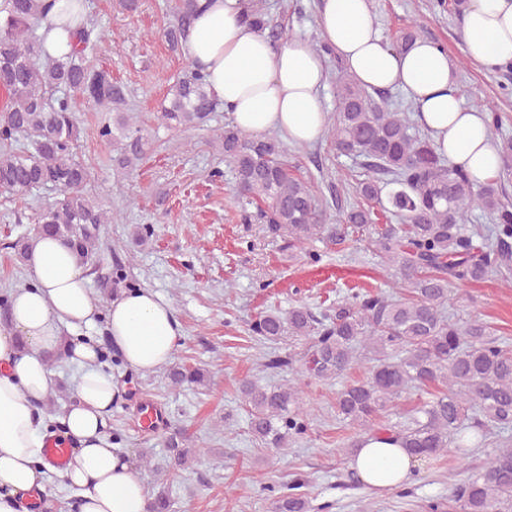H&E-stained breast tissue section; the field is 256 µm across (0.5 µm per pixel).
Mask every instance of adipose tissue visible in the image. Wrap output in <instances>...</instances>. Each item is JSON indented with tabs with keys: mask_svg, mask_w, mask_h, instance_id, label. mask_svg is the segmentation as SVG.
<instances>
[{
	"mask_svg": "<svg viewBox=\"0 0 512 512\" xmlns=\"http://www.w3.org/2000/svg\"><path fill=\"white\" fill-rule=\"evenodd\" d=\"M182 50L206 75L235 125L249 135L277 131L310 144L326 131L319 92L328 74L307 41L273 48L245 21L250 0H203ZM321 37L346 70L369 89L401 88L415 103L438 154L477 181L494 178L502 162L487 115L464 106L453 90L455 69L425 39L392 49L380 36L368 0H321ZM468 59L487 70L512 62V0H470L464 18ZM34 276L11 296L9 326L0 331V512L56 474L79 493L78 512H148L149 496L135 465L106 432L117 384L102 370L96 341L83 327L105 318L108 342L135 371L169 363L181 340L171 304L148 288L121 292L106 311L87 287L73 254L59 241L37 238L27 255ZM65 352L82 369L65 414L63 439L75 454L60 469L46 456L45 419L37 410L52 386L49 359ZM418 460L393 437L362 438L350 465L371 489L409 483Z\"/></svg>",
	"mask_w": 512,
	"mask_h": 512,
	"instance_id": "obj_1",
	"label": "adipose tissue"
}]
</instances>
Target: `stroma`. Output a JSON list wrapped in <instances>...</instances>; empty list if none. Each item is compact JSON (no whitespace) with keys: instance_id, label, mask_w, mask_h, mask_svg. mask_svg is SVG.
<instances>
[{"instance_id":"stroma-1","label":"stroma","mask_w":512,"mask_h":512,"mask_svg":"<svg viewBox=\"0 0 512 512\" xmlns=\"http://www.w3.org/2000/svg\"><path fill=\"white\" fill-rule=\"evenodd\" d=\"M257 2L293 37L319 41L320 0ZM85 3L87 17L104 33L87 60L126 86L127 109L144 121L151 143L139 167L116 171L112 145L99 135L108 113L78 115L76 157L91 173L89 191L112 217L104 227L106 249L85 268L89 287L99 308H107L112 300L109 254L117 252L127 266L126 287L149 288L168 300L182 330L170 365L145 375L123 364L110 368L118 393L106 430L116 448L136 463L148 493L166 492L169 512H273L276 488L302 478L311 507L326 512H428V503L447 500L448 470L454 465L449 452L438 461H420L414 480L402 487L378 492L360 482L345 453L356 435L336 414L341 387L336 380H306L309 430L287 450L271 451L255 440L241 383L279 385L299 373L273 376L259 370L252 320L270 309L319 307L340 289L387 290L393 273L362 243L345 252L312 243L322 255L313 266L305 255L283 251L281 240L261 225L242 223L233 199L234 176L211 144L214 129L228 122L227 113L215 112L207 126L186 131L153 119L173 76L188 62L164 37L168 0H137L132 13L123 9L122 0ZM370 3L386 42L419 20L422 38L444 45L455 67L458 97L466 106L499 114L501 123L491 131L494 140L512 138V64L487 71L471 63L462 17L439 11L434 0ZM286 150L289 160L323 189L353 166L336 155L326 136L308 145L287 144ZM56 197L43 190L24 199L0 195V294L30 284L26 262L17 260L8 245L33 234L34 213ZM146 225L153 236L146 245H134L135 228ZM448 314L460 322L487 320L512 342V286L495 279L450 285ZM181 365L201 368L203 383L172 387L170 369ZM176 427L186 429L189 447L198 451L182 469L169 465L167 441Z\"/></svg>"}]
</instances>
